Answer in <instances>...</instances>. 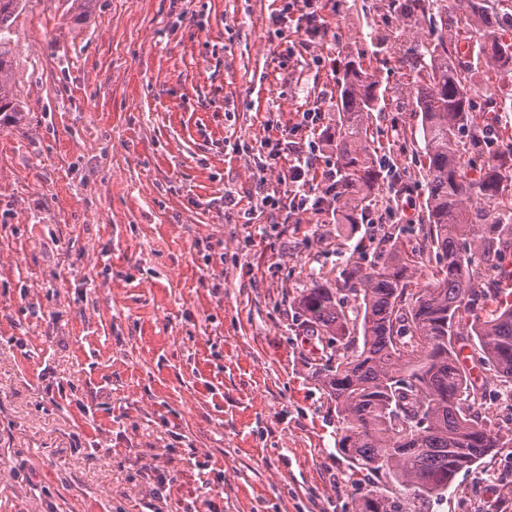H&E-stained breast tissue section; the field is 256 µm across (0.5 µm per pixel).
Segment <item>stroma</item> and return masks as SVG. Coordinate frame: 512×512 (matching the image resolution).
I'll use <instances>...</instances> for the list:
<instances>
[{
    "mask_svg": "<svg viewBox=\"0 0 512 512\" xmlns=\"http://www.w3.org/2000/svg\"><path fill=\"white\" fill-rule=\"evenodd\" d=\"M281 0H22L0 128V512H355L363 486L336 448L313 370L321 343L290 301L363 240H423V142L411 72L373 62L386 106L370 131L408 221L382 187L376 226L330 214L241 224L233 193L284 191L255 156L331 93L340 58L397 26L391 0H328L322 67L284 62ZM251 245H244V237ZM406 512H512V447Z\"/></svg>",
    "mask_w": 512,
    "mask_h": 512,
    "instance_id": "stroma-1",
    "label": "stroma"
}]
</instances>
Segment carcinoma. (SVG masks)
<instances>
[{"mask_svg":"<svg viewBox=\"0 0 512 512\" xmlns=\"http://www.w3.org/2000/svg\"><path fill=\"white\" fill-rule=\"evenodd\" d=\"M505 0H393L404 24L429 25L426 39L411 40L412 100L424 147L425 240L438 269L429 284L410 288L414 260L398 240L384 245L369 266L349 258L333 280L314 279L292 300L300 325L326 352L316 381L337 418L336 442L352 467L376 478L358 512H403L383 492L395 486L421 499H443L461 472L500 448L512 447V427L481 410L487 382L477 386L458 355H468L512 397V302L500 298L501 279L512 278V207L490 224L477 223L476 196L501 205L512 179V151L500 149L491 112H512V102L488 97L473 107L471 75L485 66L512 67V12ZM21 0H0V125L18 112L8 89L6 57L11 19ZM390 31L341 62L336 119L322 135L334 158L336 183L323 189L325 210L336 223H365L385 178L371 135L370 118L385 94L371 71ZM486 164L478 180L465 158ZM352 303H347V299ZM480 306L482 314H473Z\"/></svg>","mask_w":512,"mask_h":512,"instance_id":"1","label":"carcinoma"}]
</instances>
